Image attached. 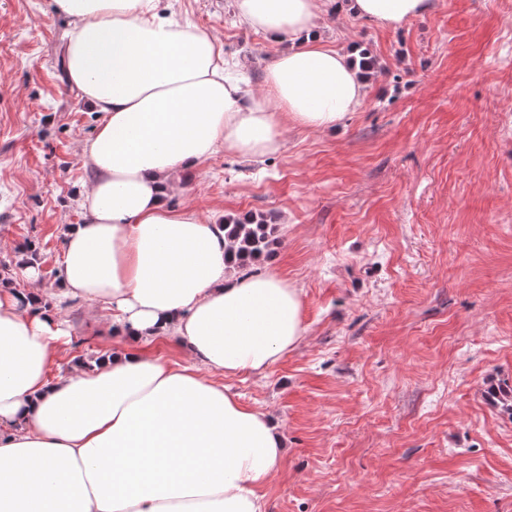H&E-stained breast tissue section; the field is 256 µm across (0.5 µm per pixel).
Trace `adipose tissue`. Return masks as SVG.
Masks as SVG:
<instances>
[{
	"instance_id": "ef3b65f1",
	"label": "adipose tissue",
	"mask_w": 512,
	"mask_h": 512,
	"mask_svg": "<svg viewBox=\"0 0 512 512\" xmlns=\"http://www.w3.org/2000/svg\"><path fill=\"white\" fill-rule=\"evenodd\" d=\"M158 0H53L67 19V80L95 110L83 153L96 178L68 228L57 298L110 308L130 348L50 377L71 334L32 292L0 289V512H265L258 494L284 457L268 416L225 376L265 374L304 337L303 300L275 272L236 273L223 225L166 197L217 152H278L288 126L320 130L356 111L359 62L325 43L334 0H235L242 21L292 37L264 91L226 76L214 38ZM427 0H346L398 29ZM172 337L191 362L148 344Z\"/></svg>"
}]
</instances>
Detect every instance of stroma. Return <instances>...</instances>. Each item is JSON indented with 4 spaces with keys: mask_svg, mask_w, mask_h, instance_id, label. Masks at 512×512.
<instances>
[{
    "mask_svg": "<svg viewBox=\"0 0 512 512\" xmlns=\"http://www.w3.org/2000/svg\"><path fill=\"white\" fill-rule=\"evenodd\" d=\"M211 34L263 90L289 40L233 0H160ZM52 0H0V285L27 287L74 325L62 375L117 350L84 302L57 303L64 233L94 179L96 114L63 65ZM376 69L336 126L289 127L262 159L216 153L168 201L215 224L254 213L279 245L256 260L303 297L305 336L265 374L223 383L278 424L285 455L265 512H512V0H428L392 30L332 7L318 26Z\"/></svg>",
    "mask_w": 512,
    "mask_h": 512,
    "instance_id": "35a3bbf8",
    "label": "stroma"
}]
</instances>
